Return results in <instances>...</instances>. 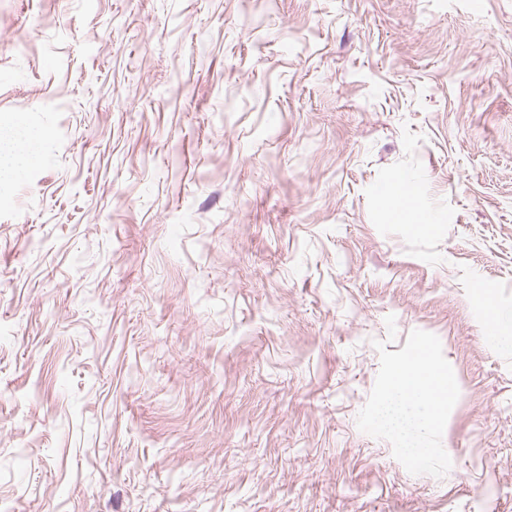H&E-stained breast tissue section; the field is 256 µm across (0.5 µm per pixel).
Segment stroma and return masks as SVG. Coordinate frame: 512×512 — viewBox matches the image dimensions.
Segmentation results:
<instances>
[{"instance_id":"obj_1","label":"stroma","mask_w":512,"mask_h":512,"mask_svg":"<svg viewBox=\"0 0 512 512\" xmlns=\"http://www.w3.org/2000/svg\"><path fill=\"white\" fill-rule=\"evenodd\" d=\"M1 121L0 512H512V0H0ZM415 330L440 478L357 426ZM37 156L35 139L20 124L0 123V186Z\"/></svg>"}]
</instances>
